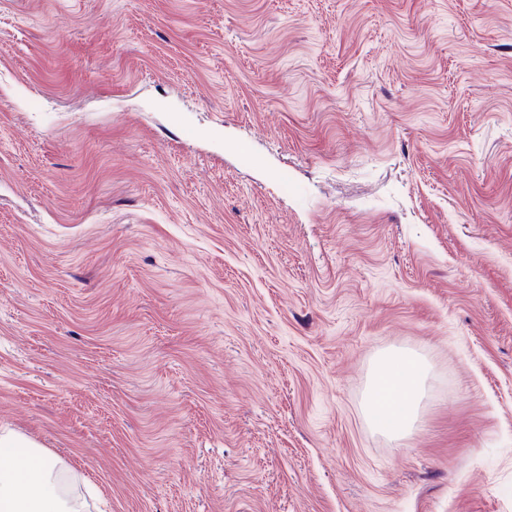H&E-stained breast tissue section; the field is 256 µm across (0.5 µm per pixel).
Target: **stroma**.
I'll use <instances>...</instances> for the list:
<instances>
[{"label": "stroma", "instance_id": "obj_1", "mask_svg": "<svg viewBox=\"0 0 512 512\" xmlns=\"http://www.w3.org/2000/svg\"><path fill=\"white\" fill-rule=\"evenodd\" d=\"M2 430L85 512H512V0H0ZM425 367L417 358L392 352L378 361L372 374L367 408L375 421L400 437L417 423Z\"/></svg>", "mask_w": 512, "mask_h": 512}]
</instances>
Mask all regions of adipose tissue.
Wrapping results in <instances>:
<instances>
[{"instance_id":"ef3b65f1","label":"adipose tissue","mask_w":512,"mask_h":512,"mask_svg":"<svg viewBox=\"0 0 512 512\" xmlns=\"http://www.w3.org/2000/svg\"><path fill=\"white\" fill-rule=\"evenodd\" d=\"M425 367L417 358L392 352L378 361L372 374L367 408L394 436L417 423ZM0 512H79L61 489L57 460L11 431L0 433Z\"/></svg>"}]
</instances>
